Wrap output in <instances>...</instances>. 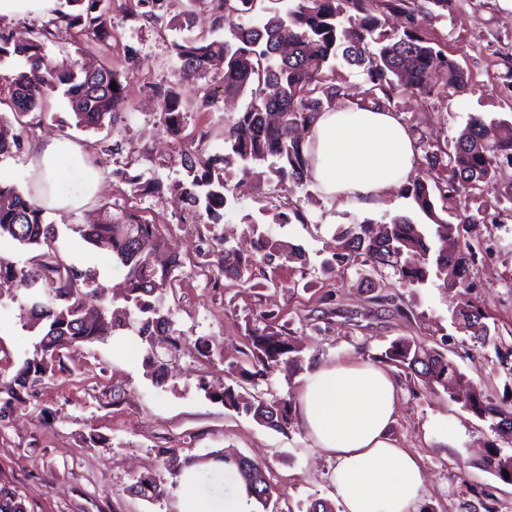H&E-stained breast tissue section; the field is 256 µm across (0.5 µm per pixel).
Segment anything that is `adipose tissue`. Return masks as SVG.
<instances>
[{
  "mask_svg": "<svg viewBox=\"0 0 512 512\" xmlns=\"http://www.w3.org/2000/svg\"><path fill=\"white\" fill-rule=\"evenodd\" d=\"M308 142L309 175L322 194L344 205H384L393 188L405 183L417 165L410 128L399 115L360 107L356 100L320 113ZM70 139L57 137L36 154L38 182L56 184L67 161L83 160V191L78 195L36 190L43 207L70 211L93 198L102 182L99 170ZM398 411L396 386L384 366L354 357L316 366L304 378L297 401L299 420L315 448L334 463L331 479L345 512H414L425 488L417 455L399 447L388 431ZM233 480L234 471L210 461L182 469L178 512H250L243 483L219 495L205 489L203 472Z\"/></svg>",
  "mask_w": 512,
  "mask_h": 512,
  "instance_id": "adipose-tissue-1",
  "label": "adipose tissue"
}]
</instances>
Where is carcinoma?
<instances>
[{"label": "carcinoma", "instance_id": "1", "mask_svg": "<svg viewBox=\"0 0 512 512\" xmlns=\"http://www.w3.org/2000/svg\"><path fill=\"white\" fill-rule=\"evenodd\" d=\"M190 9L167 18L161 0H137L130 9L118 0H66L68 10L56 12L54 23L80 29L102 45L112 40L111 14L118 8L125 19L145 21L159 29H188L194 9L207 11L212 32H221L231 18V38L188 36L173 44L178 61L177 82L158 91L162 125L177 139L184 126L181 85L194 84L213 69L223 72L225 96L250 92L246 109L224 119L222 156H207L195 149L180 155L188 181L178 180L170 189L179 192L192 219L212 234L211 265L239 285L267 279L265 267L276 260L284 264L301 259L300 249L287 241L262 239L258 254L245 256L215 234L224 222V211L235 197L228 195L224 171L236 164L246 177L276 183L289 193L307 185L311 158L307 140L298 130L310 129L318 112L334 110L347 95L338 84L337 67H360L367 88L359 104L377 110L393 105L402 92L433 94L442 86L463 92L468 77L452 55L415 28L427 19L419 0H189ZM407 17L413 30L399 36L385 27L388 13ZM49 26L31 29L25 42L0 27V59L18 56L29 71H20L9 82L8 98H0L12 117L0 113V156L21 148L31 126L26 118L42 111L46 100L62 90L75 125L88 130H112L126 114L127 94L121 74L110 66L73 68L50 62L44 46L51 40ZM117 89H111V85ZM278 113L270 118L271 112ZM423 175L406 189L430 224H417L407 215L388 222L364 220L339 234L341 252L321 263L326 272L337 264L371 269L377 279L371 288L386 287L387 278L398 277L406 286L422 285L432 276L459 298L450 311V322L459 332L483 347L495 342L496 328L474 293L469 268L482 244L479 227L495 221L501 213L512 214V123L486 121L472 115L452 150L423 148ZM291 214L279 213V224L290 218L306 223L301 201H289ZM442 211V218L437 211ZM100 218L94 224H77L72 230L82 240L112 256L126 270L122 303L106 305L96 296L92 283L96 273L67 264L56 244L57 232L45 222V208L27 198L14 183L0 181V241L13 240L37 252L20 263L0 254V281L23 291L28 303L24 327L35 336V354L17 367L10 379L0 377V418L6 417L28 392L62 365L61 353L84 343L105 342L120 330L131 329L140 340L143 368L153 383H166L167 363L159 352L178 350L170 312L165 309L167 290L178 280L175 271L183 264L160 226L142 220L136 212L115 210L109 202L99 204ZM464 240V247L448 243ZM278 315L264 313L261 325L246 336L247 367L243 380L254 391L237 385L213 393L228 409L252 414L253 419L280 430L291 421V404L269 391L257 389L283 360L293 361L296 352L290 337L277 329ZM403 373L426 386L443 388L461 407L480 418L492 420L491 429L506 445H491L484 467L505 483H512V403L495 404L482 388L470 381L448 359L446 351L427 348L409 339L397 338L382 355ZM218 460L236 468L249 495L268 509L269 484L264 465L227 455ZM509 476H504V473ZM131 490L158 499L163 496L157 480L141 476ZM0 512H25L15 492L0 487Z\"/></svg>", "mask_w": 512, "mask_h": 512}]
</instances>
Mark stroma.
<instances>
[{
    "label": "stroma",
    "instance_id": "35a3bbf8",
    "mask_svg": "<svg viewBox=\"0 0 512 512\" xmlns=\"http://www.w3.org/2000/svg\"><path fill=\"white\" fill-rule=\"evenodd\" d=\"M424 31L456 58L469 76L466 91L438 89L433 95L405 93L395 97L393 110L427 143L451 149L470 116L488 121H512V95L500 88L504 55L512 51V10L499 0H454L447 15L426 22ZM112 46L104 49L77 30L59 28L46 52L55 62L119 70L127 88L125 123L109 131L77 128L62 93H54L24 142L22 150L0 158V179L25 185L31 174L35 147L65 136L90 157L102 160L101 196L136 211L144 220L166 228L185 266L176 287L166 296L183 342L179 356L168 365L169 383L155 387L145 377L139 353L130 352L132 332L65 351L63 369L46 378L36 394L23 397L9 419L0 421V485L15 488L26 512H177V474L169 469L161 449H176L180 466L205 461L208 455L244 456L265 466L273 503L279 512H296L312 499L334 501L330 482L333 464L314 447L298 422L279 431L258 425L251 416L224 408L204 396L233 380V367L242 365L244 333L260 315L274 312L300 347L301 361L292 372L271 376L278 396L296 400L305 375L322 362L348 354L374 362L390 343L406 336L428 347L447 346L448 357L489 398L512 400L508 375L493 347L479 348L463 333L451 332L448 309L456 300L430 283L404 287L390 279L389 291L401 306L377 302L356 269L319 272L321 261L339 247V228L363 220L389 221L396 215L427 223L402 188H394L389 204L375 209L338 207L314 184L306 190L313 202L305 206L306 223L276 224L268 185L242 179L231 172L229 185L237 201L224 213L219 232L246 252L258 237L281 239L301 246L305 264L267 267L274 284L268 288L212 287L199 265L208 242L202 224L181 221L182 202L171 191L160 194L134 189L125 174H140L171 182L182 178L180 153L202 145L207 154L224 152V119L243 110L249 96L222 103L213 112H189L181 139L168 136L159 123L155 88L175 83L178 63L173 45L182 34L152 24L125 21L112 14ZM119 149L102 155L103 146ZM57 230L65 261L98 273L96 284L112 297L125 280L124 268L107 253L91 248L73 232L76 224L93 223L94 203L79 209L47 212ZM491 246L480 253L470 273L479 296L497 321L499 341L512 348V217L483 226ZM334 294L323 302L325 291ZM25 296L0 297V371L13 373L33 352V336L19 318ZM211 339L217 355L201 356L198 337ZM399 407L392 436L400 447L420 457L426 489L416 512H512V483L486 472L482 459L496 435L489 422L462 410L443 390H431L420 380L399 377ZM465 469H458V462ZM153 474L165 489L159 500L134 495L137 479Z\"/></svg>",
    "mask_w": 512,
    "mask_h": 512
}]
</instances>
